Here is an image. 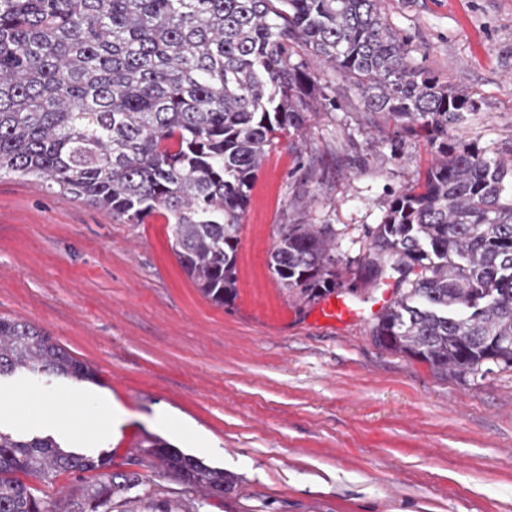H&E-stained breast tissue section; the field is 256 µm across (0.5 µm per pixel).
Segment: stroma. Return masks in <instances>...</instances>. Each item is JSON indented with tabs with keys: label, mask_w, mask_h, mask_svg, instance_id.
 Listing matches in <instances>:
<instances>
[{
	"label": "stroma",
	"mask_w": 512,
	"mask_h": 512,
	"mask_svg": "<svg viewBox=\"0 0 512 512\" xmlns=\"http://www.w3.org/2000/svg\"><path fill=\"white\" fill-rule=\"evenodd\" d=\"M414 65L467 91L448 143L512 150V0H381ZM438 154L365 122L358 95L278 133L241 218L236 291L217 305L179 265L167 220L113 219L34 181L0 178V316L28 320L99 383L0 376V430L50 435L115 470L148 438L234 474L201 512H512V368L462 376L379 346L372 323L317 321L268 266L283 224L336 229V296L368 307L369 233ZM28 406L12 403L15 394ZM124 410L100 433L66 423L74 396Z\"/></svg>",
	"instance_id": "1"
}]
</instances>
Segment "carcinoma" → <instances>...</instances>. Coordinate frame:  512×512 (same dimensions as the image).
<instances>
[{
	"label": "carcinoma",
	"instance_id": "cac0c4a2",
	"mask_svg": "<svg viewBox=\"0 0 512 512\" xmlns=\"http://www.w3.org/2000/svg\"><path fill=\"white\" fill-rule=\"evenodd\" d=\"M359 95L366 120L392 117L435 141L473 110L469 94L412 65L379 0H0V177L80 198L125 224L164 210L172 249L218 305L235 290L240 220L276 133L336 107L297 49ZM512 159L440 145L420 182L371 232L375 279L415 273L376 317L385 349L442 376L512 367ZM336 229L282 224L269 266L309 300L340 286ZM394 265L387 266V260ZM78 382L94 370L44 330L0 317V376ZM112 472V452L0 431V512H191L153 474L205 498L233 476L154 439ZM77 475L51 505L28 478Z\"/></svg>",
	"mask_w": 512,
	"mask_h": 512
}]
</instances>
